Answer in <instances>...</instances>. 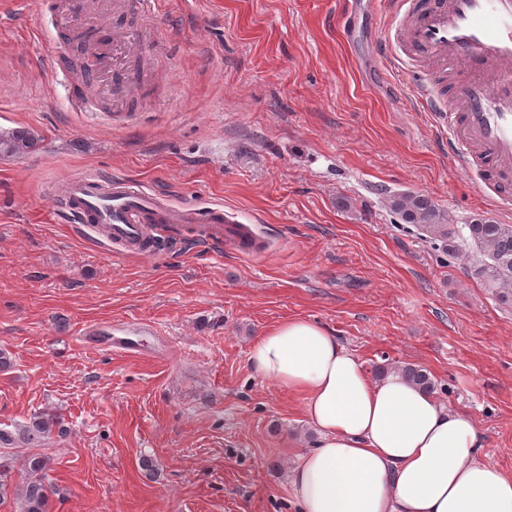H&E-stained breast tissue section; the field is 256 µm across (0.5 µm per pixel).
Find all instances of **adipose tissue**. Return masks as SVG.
Instances as JSON below:
<instances>
[{"label": "adipose tissue", "mask_w": 512, "mask_h": 512, "mask_svg": "<svg viewBox=\"0 0 512 512\" xmlns=\"http://www.w3.org/2000/svg\"><path fill=\"white\" fill-rule=\"evenodd\" d=\"M249 362L300 396L316 432L290 469L300 512H512V473L482 460L473 419L401 369L372 378L330 330L302 317L259 336Z\"/></svg>", "instance_id": "obj_1"}]
</instances>
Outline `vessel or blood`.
<instances>
[{
    "mask_svg": "<svg viewBox=\"0 0 512 512\" xmlns=\"http://www.w3.org/2000/svg\"><path fill=\"white\" fill-rule=\"evenodd\" d=\"M156 0H134L136 26L115 21L112 34L93 49V71L112 103L125 98L113 91L122 84L135 90L129 61L148 46ZM387 17L381 37L370 40L369 53L404 67L418 56L432 58L439 72L456 69V86L444 97L437 84H421L414 95L418 110L448 129V156L465 171L483 173L484 192L502 198L512 181V0H381ZM68 223L82 225L97 240L131 252H144L148 224H194L206 245L232 238L242 250L257 251L259 240L245 224L229 223L217 207L172 208L121 178L88 172L66 180L59 194ZM150 324L116 326L108 320L84 325L85 341L97 348L139 350Z\"/></svg>",
    "mask_w": 512,
    "mask_h": 512,
    "instance_id": "1",
    "label": "vessel or blood"
}]
</instances>
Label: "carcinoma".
<instances>
[{
    "instance_id": "1",
    "label": "carcinoma",
    "mask_w": 512,
    "mask_h": 512,
    "mask_svg": "<svg viewBox=\"0 0 512 512\" xmlns=\"http://www.w3.org/2000/svg\"><path fill=\"white\" fill-rule=\"evenodd\" d=\"M39 136L35 132L18 128L0 132V154L20 155L38 147ZM390 211L405 224L412 225L419 233L444 243L448 255L459 249L460 231L449 223L448 216L428 196L423 194L394 195L389 200ZM468 237L484 253L489 262L480 266L477 275L489 287L497 289L502 303H512V225L498 224L487 218H477L466 225ZM404 372L426 391L435 390V382L429 372L417 366H406ZM63 433L64 423L54 413L39 412L13 434L0 430V443L13 445L15 441L32 442L45 439L52 432ZM51 458L45 454L25 457L19 466L28 475L21 486L13 480L14 465L0 462V503L13 497L20 500L22 512H49L52 487L44 481Z\"/></svg>"
}]
</instances>
